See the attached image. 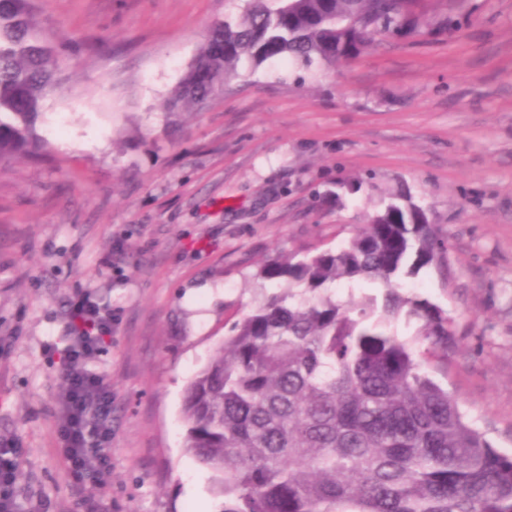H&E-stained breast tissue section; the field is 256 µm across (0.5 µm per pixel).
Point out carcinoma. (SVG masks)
I'll use <instances>...</instances> for the list:
<instances>
[{
    "label": "carcinoma",
    "mask_w": 512,
    "mask_h": 512,
    "mask_svg": "<svg viewBox=\"0 0 512 512\" xmlns=\"http://www.w3.org/2000/svg\"><path fill=\"white\" fill-rule=\"evenodd\" d=\"M461 0H248L215 20L165 107L201 108L272 59L334 66L386 38L429 41ZM57 36L35 0H0V164L47 147L38 121L61 88ZM451 271L425 210L400 189L334 248L277 255L261 299L191 379L186 448L213 474L224 512H512V456L496 450L430 372L460 347L410 280ZM380 285L341 303L329 285ZM417 323L404 338L399 316Z\"/></svg>",
    "instance_id": "carcinoma-1"
}]
</instances>
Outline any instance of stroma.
<instances>
[{
  "label": "stroma",
  "instance_id": "35a3bbf8",
  "mask_svg": "<svg viewBox=\"0 0 512 512\" xmlns=\"http://www.w3.org/2000/svg\"><path fill=\"white\" fill-rule=\"evenodd\" d=\"M480 3L430 43L272 62L169 112L211 23L245 0H40L67 80L43 102L49 148L0 165V442L20 450L23 512L94 493L55 449L70 299L112 309L88 363L112 388L107 512H221L185 447L189 381L257 302L258 264L336 246L401 187L452 261L450 284L416 279L461 341L443 382L512 455V0Z\"/></svg>",
  "mask_w": 512,
  "mask_h": 512
}]
</instances>
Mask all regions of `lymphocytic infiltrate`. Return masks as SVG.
<instances>
[{
    "mask_svg": "<svg viewBox=\"0 0 512 512\" xmlns=\"http://www.w3.org/2000/svg\"><path fill=\"white\" fill-rule=\"evenodd\" d=\"M68 313L70 340L55 424L57 451L69 484L103 490L112 475V389L87 363L112 333V311L80 295L70 301Z\"/></svg>",
    "mask_w": 512,
    "mask_h": 512,
    "instance_id": "obj_1",
    "label": "lymphocytic infiltrate"
}]
</instances>
